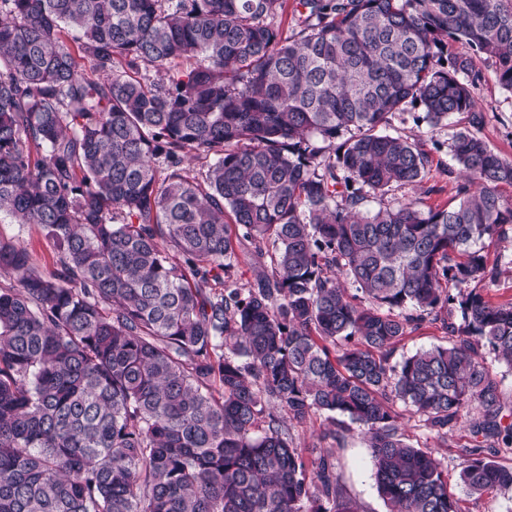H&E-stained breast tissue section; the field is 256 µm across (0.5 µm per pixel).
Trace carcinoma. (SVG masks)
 <instances>
[{
  "label": "carcinoma",
  "instance_id": "cac0c4a2",
  "mask_svg": "<svg viewBox=\"0 0 512 512\" xmlns=\"http://www.w3.org/2000/svg\"><path fill=\"white\" fill-rule=\"evenodd\" d=\"M286 8L0 0V212L56 255L41 271L0 238V512H360L334 450L289 435L313 415L325 438L358 425L387 512H461L398 402L444 442L465 425L469 494L512 491V413L480 353L512 367V299L468 288L498 285L512 161L478 135L482 72L452 50L512 92V0H297L285 35ZM410 105L466 119L450 203L384 202L432 163L383 132ZM243 241L264 259L246 288ZM426 322L452 346L393 360Z\"/></svg>",
  "mask_w": 512,
  "mask_h": 512
}]
</instances>
